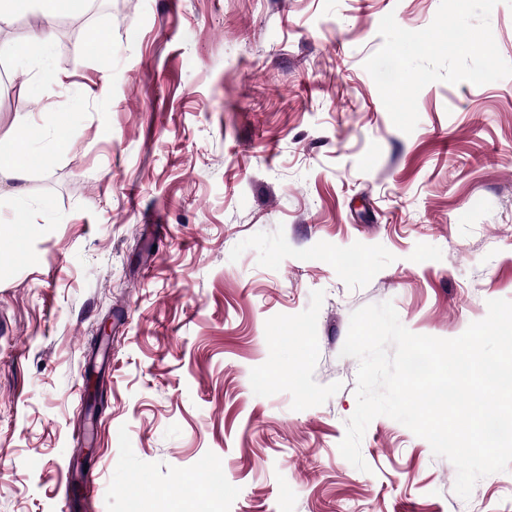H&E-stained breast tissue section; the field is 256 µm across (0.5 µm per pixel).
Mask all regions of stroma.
Returning <instances> with one entry per match:
<instances>
[{
    "mask_svg": "<svg viewBox=\"0 0 512 512\" xmlns=\"http://www.w3.org/2000/svg\"><path fill=\"white\" fill-rule=\"evenodd\" d=\"M0 25V512H512L356 401L350 315L460 336L512 300V77L426 85L398 130L364 68L440 0H99ZM72 145H55L57 126ZM31 233L16 247L14 224ZM102 365L95 496L62 485ZM53 40V33L48 29L34 32L28 41L20 48H14L13 53L23 57H31L36 54H42L47 50ZM31 130L25 122H18L11 141L0 143V173L8 172L13 178L22 179L32 164L28 149Z\"/></svg>",
    "mask_w": 512,
    "mask_h": 512,
    "instance_id": "1",
    "label": "stroma"
}]
</instances>
